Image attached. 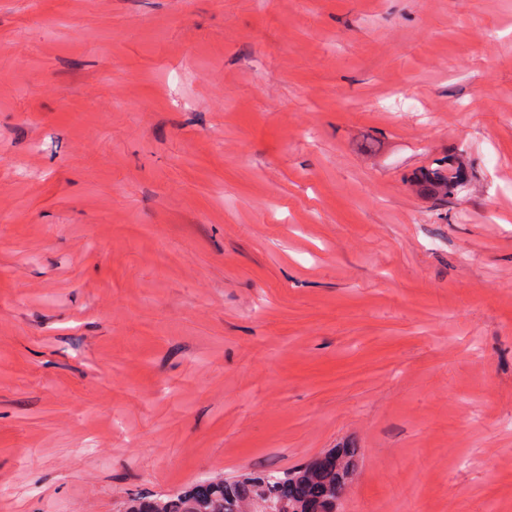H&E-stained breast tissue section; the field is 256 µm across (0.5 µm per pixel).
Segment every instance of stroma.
Returning <instances> with one entry per match:
<instances>
[{
	"mask_svg": "<svg viewBox=\"0 0 512 512\" xmlns=\"http://www.w3.org/2000/svg\"><path fill=\"white\" fill-rule=\"evenodd\" d=\"M345 444L512 512V0H0V512ZM470 166L459 156L447 154L412 173L410 184L420 194L438 202L457 198L472 187Z\"/></svg>",
	"mask_w": 512,
	"mask_h": 512,
	"instance_id": "stroma-1",
	"label": "stroma"
}]
</instances>
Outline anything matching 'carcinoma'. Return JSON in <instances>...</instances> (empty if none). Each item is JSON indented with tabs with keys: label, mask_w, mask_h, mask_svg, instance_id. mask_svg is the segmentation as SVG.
I'll return each mask as SVG.
<instances>
[{
	"label": "carcinoma",
	"mask_w": 512,
	"mask_h": 512,
	"mask_svg": "<svg viewBox=\"0 0 512 512\" xmlns=\"http://www.w3.org/2000/svg\"><path fill=\"white\" fill-rule=\"evenodd\" d=\"M472 181L470 166L459 156L447 154L413 172L410 184L418 193L446 202L470 191ZM360 454L361 449L346 446L276 476L218 478L164 498L136 497L127 512H237L246 501L271 504L277 512H341L340 500Z\"/></svg>",
	"instance_id": "carcinoma-1"
}]
</instances>
